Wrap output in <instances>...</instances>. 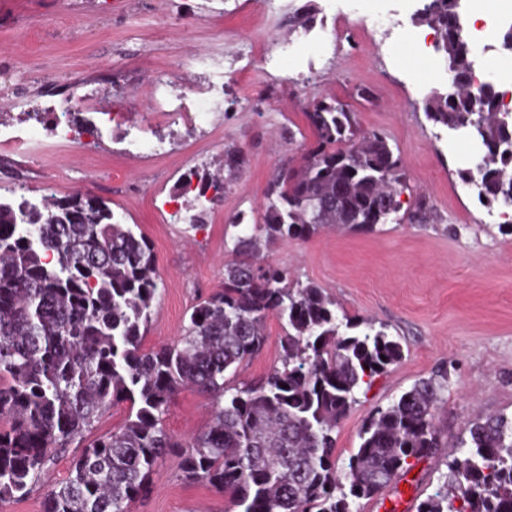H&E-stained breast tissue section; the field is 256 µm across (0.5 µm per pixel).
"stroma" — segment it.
I'll use <instances>...</instances> for the list:
<instances>
[{
	"instance_id": "35a3bbf8",
	"label": "stroma",
	"mask_w": 512,
	"mask_h": 512,
	"mask_svg": "<svg viewBox=\"0 0 512 512\" xmlns=\"http://www.w3.org/2000/svg\"><path fill=\"white\" fill-rule=\"evenodd\" d=\"M0 0V123L36 129L27 143L0 142V198L40 203L91 194L151 245L163 289L142 339L143 349L176 342L194 305L224 285L236 218L258 224L264 192L285 159L301 157L314 137L305 114L312 104L337 102L354 112L361 132L384 134L399 155L407 188L399 210L373 231L330 226L305 239L263 248L292 280L324 288L336 312L386 325L403 347L402 360L377 376L337 425L336 456L347 461L376 409L419 380L447 378L435 412L441 447L416 463L397 487L362 500L361 512H392L397 492L408 512L444 491L448 463L470 423L512 417V233L498 207L479 201L459 172L474 146L428 120L424 101L445 89L446 73L425 79L417 70L435 56V32L417 24L425 0H376L408 36L402 51L367 33L347 0ZM311 6L315 46L272 67L245 55V43L288 33L290 11ZM224 59L217 74L196 65L199 54ZM164 80L171 97L189 107L197 91L223 84L224 109L192 128L146 114L144 90ZM97 105L88 117L98 131L85 150L60 145L53 126L73 89ZM126 112L129 123L101 122L100 112ZM163 144L156 156L128 153L130 139ZM228 146L241 148L245 168L223 196L208 202L206 222L190 226L186 176L210 170ZM429 222L413 221L418 197ZM179 209H172L171 199ZM263 350L243 363L230 385L263 376L279 360L282 324L265 323ZM212 401L181 389L164 416L166 430L186 441L204 431ZM131 512H237L207 482L185 478L178 454L159 462Z\"/></svg>"
}]
</instances>
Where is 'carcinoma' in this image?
Segmentation results:
<instances>
[{
    "label": "carcinoma",
    "instance_id": "carcinoma-1",
    "mask_svg": "<svg viewBox=\"0 0 512 512\" xmlns=\"http://www.w3.org/2000/svg\"><path fill=\"white\" fill-rule=\"evenodd\" d=\"M417 22L432 28L448 90L425 101L429 120L467 132L482 147L478 198L512 212V117L493 81L478 102L466 86L475 60L459 36L454 0H428ZM314 143L287 160L265 190L263 223L236 235L224 287L193 307L184 336L145 351L141 341L160 294L150 244L89 195L0 201V502L40 484L55 456L79 449L70 476L43 512H130L154 467L181 448L190 480L228 495L239 512H360L370 499L440 447L441 382L423 379L364 423L341 467L332 433L356 392L402 359L385 328L336 314L325 289L288 281L258 261L260 242L301 239L325 225L374 230L396 212L406 175L386 137L358 131L354 113L320 101L305 113ZM246 164L224 149V178L193 171L198 194L224 193ZM286 322L280 365L230 388L226 373L264 347L269 315ZM210 395V425L190 442L163 418L183 386ZM130 403L122 427L94 434L114 403ZM448 463L449 488L417 512H512V421L471 423Z\"/></svg>",
    "mask_w": 512,
    "mask_h": 512
}]
</instances>
